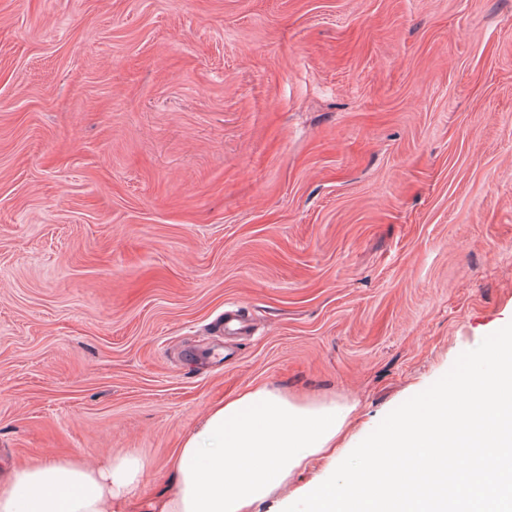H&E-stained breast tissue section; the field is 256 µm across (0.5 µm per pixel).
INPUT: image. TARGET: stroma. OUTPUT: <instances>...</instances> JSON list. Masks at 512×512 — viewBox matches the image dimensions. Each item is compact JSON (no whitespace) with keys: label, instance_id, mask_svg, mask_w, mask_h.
I'll use <instances>...</instances> for the list:
<instances>
[{"label":"stroma","instance_id":"obj_1","mask_svg":"<svg viewBox=\"0 0 512 512\" xmlns=\"http://www.w3.org/2000/svg\"><path fill=\"white\" fill-rule=\"evenodd\" d=\"M510 330L512 0H0V471L150 512L257 383L349 460ZM145 470L136 450L110 455L98 466L77 457L21 464L0 481V512H121L143 487Z\"/></svg>","mask_w":512,"mask_h":512}]
</instances>
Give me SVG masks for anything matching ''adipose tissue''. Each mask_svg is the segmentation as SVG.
Returning <instances> with one entry per match:
<instances>
[{"label":"adipose tissue","instance_id":"ef3b65f1","mask_svg":"<svg viewBox=\"0 0 512 512\" xmlns=\"http://www.w3.org/2000/svg\"><path fill=\"white\" fill-rule=\"evenodd\" d=\"M390 420L336 479L310 486L306 512H512V337ZM351 406L250 386L210 408L175 457L156 512H252L335 447ZM138 451L90 466L80 458L13 467L0 512H120L143 487Z\"/></svg>","mask_w":512,"mask_h":512}]
</instances>
